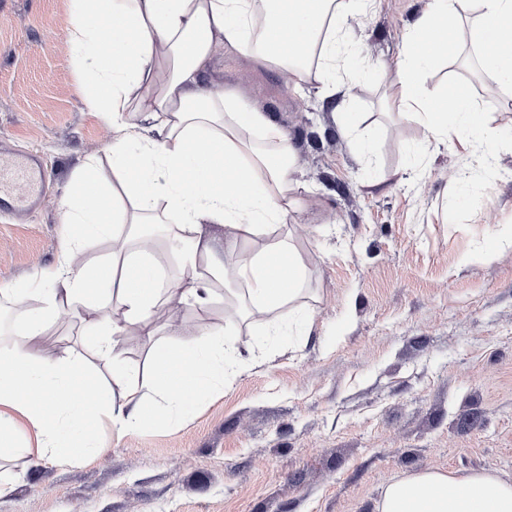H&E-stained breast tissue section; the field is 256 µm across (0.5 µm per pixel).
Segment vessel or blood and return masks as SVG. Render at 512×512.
<instances>
[{
    "label": "vessel or blood",
    "mask_w": 512,
    "mask_h": 512,
    "mask_svg": "<svg viewBox=\"0 0 512 512\" xmlns=\"http://www.w3.org/2000/svg\"><path fill=\"white\" fill-rule=\"evenodd\" d=\"M46 170L32 154L0 158V209L32 211L45 199Z\"/></svg>",
    "instance_id": "obj_1"
}]
</instances>
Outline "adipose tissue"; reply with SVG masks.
<instances>
[{
  "instance_id": "obj_1",
  "label": "adipose tissue",
  "mask_w": 512,
  "mask_h": 512,
  "mask_svg": "<svg viewBox=\"0 0 512 512\" xmlns=\"http://www.w3.org/2000/svg\"><path fill=\"white\" fill-rule=\"evenodd\" d=\"M375 0H72L69 33L74 68L87 82L86 104L112 131V170L88 159L77 189L60 204L74 234L61 257L21 288L0 295L40 299L15 315L14 340L0 352V454L66 460L97 455L94 427L109 414L124 431L184 420L224 385V366L253 355L230 336L227 323L205 326L181 343L154 342L146 398L134 373L117 360L127 328L151 330L158 306L189 303L207 309L214 283L246 289L249 315L281 310L304 317L305 264L289 240L246 249L273 226L305 223V201L293 177L295 150L262 110L242 103L210 76L217 43L276 66L293 86L320 83L326 97L366 62L347 40L352 22ZM479 47L482 68L512 85V0H429L410 28L392 72L386 112L421 126L430 145L475 151L490 160L499 146L490 115L465 94L427 89L421 76L457 45ZM142 114L145 136L132 121ZM223 225V241L210 233ZM112 252L84 261L91 242ZM181 256L177 283L160 275L158 248ZM110 287L101 302L99 283ZM82 308L97 357L112 363V380L90 377L81 358L59 361L32 350L47 326ZM377 512H512V480L479 470L465 477L436 470L390 483Z\"/></svg>"
}]
</instances>
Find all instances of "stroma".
I'll return each instance as SVG.
<instances>
[{
	"mask_svg": "<svg viewBox=\"0 0 512 512\" xmlns=\"http://www.w3.org/2000/svg\"><path fill=\"white\" fill-rule=\"evenodd\" d=\"M427 2L377 0L350 30L364 60L394 67ZM72 21L70 0H0V150L35 154L50 175L39 209L0 212V286L57 262L60 201L112 136L70 64ZM478 56L457 47L425 81L496 104L501 146L486 166L433 150L420 126L384 114L374 77L330 100L313 81L287 94L278 69L217 47L213 80L267 112L295 148L308 332L273 340L268 321L229 313L234 283L217 286L207 312L183 304L180 328L157 311L155 336L131 327L120 338L138 383L154 339L186 341L228 317L257 359L181 425L103 422L95 458L0 457V512H376L390 482L420 470L512 479V247L491 248L484 219L494 210L512 236V87ZM345 112L377 128L373 161L343 135ZM39 346L111 375L81 319L49 325Z\"/></svg>",
	"mask_w": 512,
	"mask_h": 512,
	"instance_id": "obj_1",
	"label": "stroma"
}]
</instances>
